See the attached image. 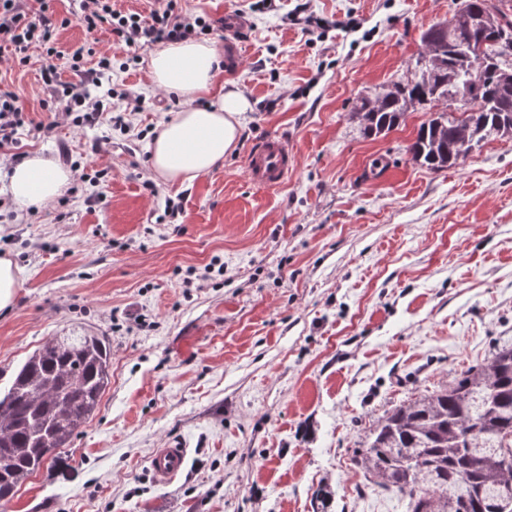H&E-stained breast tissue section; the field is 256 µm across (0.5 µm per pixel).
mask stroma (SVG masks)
<instances>
[{
	"mask_svg": "<svg viewBox=\"0 0 512 512\" xmlns=\"http://www.w3.org/2000/svg\"><path fill=\"white\" fill-rule=\"evenodd\" d=\"M460 0H181L212 20L241 14L243 55L224 74L250 103L235 149L209 174L170 184L148 140L181 104L141 65L116 90L144 100L134 135L61 125L53 138L38 47L0 53V86L30 119L14 148L58 161L68 150L96 188L72 180L31 223L0 208V257L23 287L0 311V370L12 373L47 338L107 337L112 381L70 447L34 473L0 512H312L323 484L332 512H406L398 494L353 460L388 411L482 365L512 338V137L432 171L407 147L419 109L379 137L355 107L417 74L420 35ZM68 25L63 52L95 42L123 60L109 29L88 35L77 0H53ZM143 139H136V132ZM269 134L295 168L252 184L246 157ZM181 204L177 223L166 199ZM186 448L158 482L153 452Z\"/></svg>",
	"mask_w": 512,
	"mask_h": 512,
	"instance_id": "obj_1",
	"label": "stroma"
}]
</instances>
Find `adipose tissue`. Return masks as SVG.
<instances>
[{
    "label": "adipose tissue",
    "instance_id": "adipose-tissue-1",
    "mask_svg": "<svg viewBox=\"0 0 512 512\" xmlns=\"http://www.w3.org/2000/svg\"><path fill=\"white\" fill-rule=\"evenodd\" d=\"M222 60L208 40L166 42L151 54V83L185 102L148 145L150 167L166 182L184 184L208 174L237 144L240 115L250 104L237 88L220 83ZM199 97L208 98V105L195 106ZM1 177L12 201L24 209L53 202L72 174L36 154Z\"/></svg>",
    "mask_w": 512,
    "mask_h": 512
}]
</instances>
